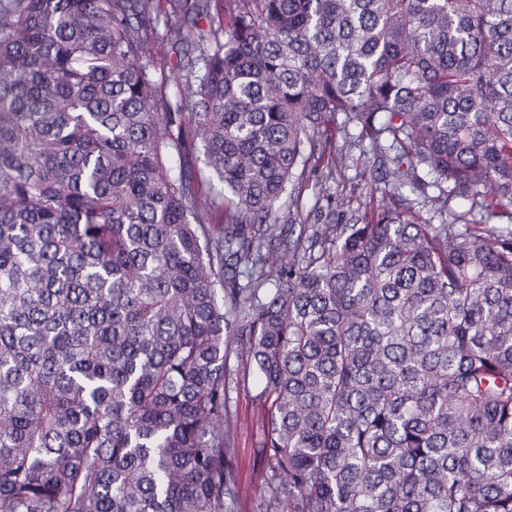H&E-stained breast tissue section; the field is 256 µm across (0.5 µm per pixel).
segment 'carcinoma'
Masks as SVG:
<instances>
[{
    "label": "carcinoma",
    "mask_w": 512,
    "mask_h": 512,
    "mask_svg": "<svg viewBox=\"0 0 512 512\" xmlns=\"http://www.w3.org/2000/svg\"><path fill=\"white\" fill-rule=\"evenodd\" d=\"M176 2L0 0V512H225L251 377L265 512H512V0ZM176 61L174 50L172 51L169 46L161 49V54L156 57L152 72L158 82L172 81L177 77L178 73L176 70H172V64ZM351 155H353V159H350V167L346 170L345 179L326 184V186L330 185V193L333 194V198H336L333 200L335 203H333L332 211L327 209L326 197L322 200V195H326L322 191V188H325L324 182L321 183L325 167L316 162L318 155L312 158L304 170L300 167L296 171V178L293 179L296 186L295 193L299 192L300 194V205L304 218L309 211L317 206H322L321 219L315 220L313 216L315 213L312 212L306 224H345L351 215L364 212L371 189H374L376 185L383 186L375 181L377 175L373 171L371 163L364 158L358 160L359 149H353ZM341 202L345 204L340 206Z\"/></svg>",
    "instance_id": "carcinoma-1"
}]
</instances>
